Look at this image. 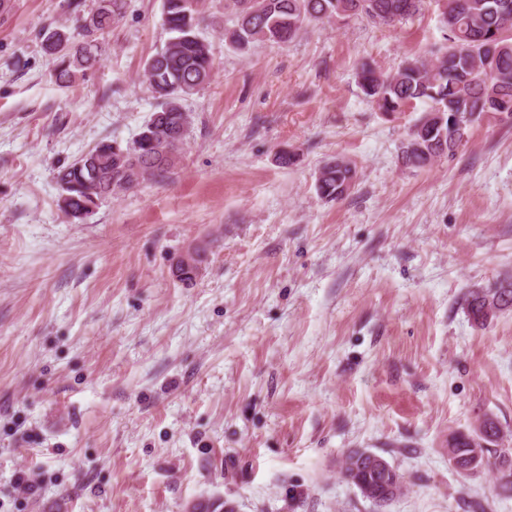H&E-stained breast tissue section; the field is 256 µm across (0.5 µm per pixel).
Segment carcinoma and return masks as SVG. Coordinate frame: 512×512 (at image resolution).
<instances>
[{"label": "carcinoma", "mask_w": 512, "mask_h": 512, "mask_svg": "<svg viewBox=\"0 0 512 512\" xmlns=\"http://www.w3.org/2000/svg\"><path fill=\"white\" fill-rule=\"evenodd\" d=\"M439 8L446 45L428 61L403 62L395 72L383 73L363 61L357 69L363 95L388 115L418 102L428 105L401 146L407 167L421 168L435 159L452 157L469 138L473 125L488 114L512 119V0H444ZM424 0H224L235 16L230 43L239 51L258 42L286 43L305 26L323 19L365 17L394 26L419 13ZM200 0H163V24L171 34L165 46L144 63L160 107L153 112L133 147L102 141L79 159L61 168L59 207L72 219L83 220L98 202L133 183L150 181L171 168L167 155L174 140L184 141L180 100L200 90L214 75L209 44L198 33ZM124 0H97L89 12L92 24H82L83 41L76 44L60 27H47L43 46L58 60L56 79L70 81L99 63L98 39L122 17ZM355 170L331 160L320 170L317 189L332 201L343 199L354 185ZM195 265L175 266L178 277L190 281L206 260L205 248ZM467 312L474 324L485 326L497 314L512 309V280L498 279L479 296L468 292ZM487 463L496 471L498 494L512 495V448L501 447L499 425L491 422L481 437ZM383 457L352 451L344 457L346 470L357 469L345 482L356 487L374 506L394 501L407 489L403 475L382 466ZM508 475L511 480L503 483Z\"/></svg>", "instance_id": "cac0c4a2"}]
</instances>
